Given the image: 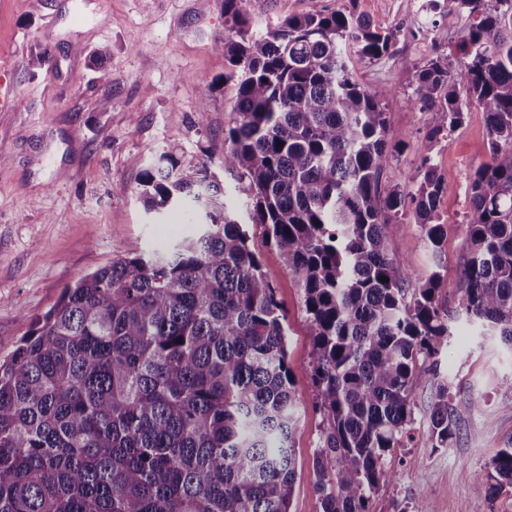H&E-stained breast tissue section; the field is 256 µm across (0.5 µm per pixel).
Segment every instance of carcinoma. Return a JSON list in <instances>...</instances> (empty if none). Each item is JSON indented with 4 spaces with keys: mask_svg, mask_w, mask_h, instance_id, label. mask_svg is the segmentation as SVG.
<instances>
[{
    "mask_svg": "<svg viewBox=\"0 0 512 512\" xmlns=\"http://www.w3.org/2000/svg\"><path fill=\"white\" fill-rule=\"evenodd\" d=\"M241 2L224 0L235 37L214 44L235 91L224 174L245 184L249 220L302 288L325 422L314 460L322 512H368L396 479L383 458L410 435L412 394L431 371L420 361L448 336L441 274L408 291L387 226L413 205L439 249L443 182L425 153L416 189H381L389 112L344 52L391 55L395 32L325 8L254 34ZM453 8L465 18L456 51L417 72L408 101L431 139L470 103L485 114L491 162L470 182L466 311L512 347V0ZM137 195L148 213L191 208L201 229L82 277L0 361V512H290L299 412L275 288L208 164L164 152ZM457 431L441 383L432 447ZM506 486L512 441L475 492Z\"/></svg>",
    "mask_w": 512,
    "mask_h": 512,
    "instance_id": "carcinoma-1",
    "label": "carcinoma"
}]
</instances>
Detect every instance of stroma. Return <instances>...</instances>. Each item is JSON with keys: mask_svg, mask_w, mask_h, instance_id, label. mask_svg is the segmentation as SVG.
I'll return each mask as SVG.
<instances>
[{"mask_svg": "<svg viewBox=\"0 0 512 512\" xmlns=\"http://www.w3.org/2000/svg\"><path fill=\"white\" fill-rule=\"evenodd\" d=\"M413 2L244 0L243 8L257 32L336 7L395 31L392 55H348L358 83L389 93V138L401 148L382 186L407 183L426 152L444 183L437 211L448 236L441 249L428 248L413 208L387 227L413 280L440 273L436 303L448 337L435 357L436 374L413 392L410 437L385 457L397 479L373 495L369 512H410L425 499L436 512H512V488L489 499L474 492L485 464L512 439V389L502 384L512 377V349L480 335L465 312L470 181L491 160L488 127L472 105L452 132L428 140L422 113L405 96L422 66L455 47L464 22L438 0H426L417 12ZM420 26L447 31V43L435 48L418 41ZM225 29L224 0H0V358L81 277L131 249L161 250L195 233L197 215L176 208L152 217L137 188L143 170L164 152L182 165L206 163L223 174L234 92L224 82L229 64L214 42ZM104 68L111 84L100 79ZM246 229L287 317L300 415L290 510L321 512L313 461L324 423L302 290L263 226ZM443 381L459 431L448 447L435 448L428 424Z\"/></svg>", "mask_w": 512, "mask_h": 512, "instance_id": "1", "label": "stroma"}]
</instances>
